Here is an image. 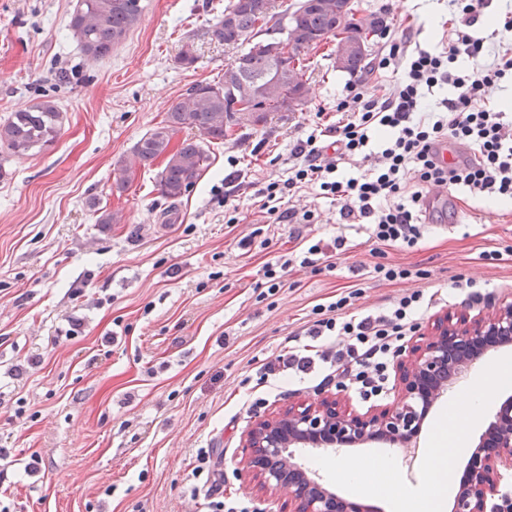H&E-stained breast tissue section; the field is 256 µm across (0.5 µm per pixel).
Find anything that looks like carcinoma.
Instances as JSON below:
<instances>
[{
	"instance_id": "carcinoma-1",
	"label": "carcinoma",
	"mask_w": 512,
	"mask_h": 512,
	"mask_svg": "<svg viewBox=\"0 0 512 512\" xmlns=\"http://www.w3.org/2000/svg\"><path fill=\"white\" fill-rule=\"evenodd\" d=\"M336 0H308L303 9L272 11L271 0H229L224 14L211 29L217 42L240 51L224 68L219 80L192 84L166 112L157 126L146 132L132 147L133 162L149 166L165 158L158 173L161 195L175 201L201 178L207 156L196 141L184 140L171 146L181 130H195L209 141L224 140L236 125H258L269 112L291 111L288 100L305 85L303 56L316 49L318 38L336 35ZM141 0H76L69 28L85 57L99 61L112 55V48L125 40L142 20ZM294 37L296 63L288 65L272 55V48ZM369 52L348 54L340 70L355 74L367 66ZM248 99L258 109L256 118L235 116L234 98ZM59 102L47 94L10 113L0 122V149L16 156L51 147L64 125ZM89 209L96 223L114 224L117 214L93 198Z\"/></svg>"
}]
</instances>
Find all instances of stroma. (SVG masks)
I'll list each match as a JSON object with an SVG mask.
<instances>
[{
  "instance_id": "1",
  "label": "stroma",
  "mask_w": 512,
  "mask_h": 512,
  "mask_svg": "<svg viewBox=\"0 0 512 512\" xmlns=\"http://www.w3.org/2000/svg\"><path fill=\"white\" fill-rule=\"evenodd\" d=\"M229 0H146L140 25L110 57L86 59L69 28L76 0H0V119L57 83L65 122L55 144L25 156L0 155V512H211L215 478L225 501L261 512L240 464L256 416L336 396L362 413L393 401L394 379L379 398L305 375L261 382L263 364L304 331L317 305L356 286L353 314H378L419 289L427 307L418 333L448 313H484L489 299H512V205L493 208L464 190L426 219L413 247H386L367 224H345L340 204L301 192L313 224H272L258 191L284 179L295 146L316 125L336 120L350 84L393 86L376 64L389 35L411 28L421 47H441L449 0H357L384 19L368 70L333 63L335 38L307 57V101L271 112L264 124L234 126L204 143L208 167L178 201L156 186L161 163L136 169L126 190L115 175L135 142L161 122L194 83L216 79L236 55L211 38ZM197 57L179 65L183 47ZM122 215L96 224L87 203ZM238 224L227 225L226 205ZM320 244L329 262L289 272L268 294L262 267ZM496 260H488V253ZM413 264L426 279L388 282L376 264ZM212 453L198 466L199 449ZM380 443L313 454L296 462L342 492L337 472L362 468Z\"/></svg>"
}]
</instances>
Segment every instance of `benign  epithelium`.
Segmentation results:
<instances>
[{"label":"benign epithelium","mask_w":512,"mask_h":512,"mask_svg":"<svg viewBox=\"0 0 512 512\" xmlns=\"http://www.w3.org/2000/svg\"><path fill=\"white\" fill-rule=\"evenodd\" d=\"M378 28L362 17L344 44L364 46ZM512 344V303H499L486 315L446 314L432 331L397 363V395L391 405L354 414L334 396L290 406L273 416L258 417L244 440V469L257 482L258 498L288 497V512H369L356 500L340 499L312 473L300 471L291 448L335 450L383 441L410 447L430 409L451 384L481 358L489 346ZM512 471V396L501 404L471 452L452 512H487L498 494L497 480Z\"/></svg>","instance_id":"1"}]
</instances>
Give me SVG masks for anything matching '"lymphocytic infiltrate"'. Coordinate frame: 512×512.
I'll list each match as a JSON object with an SVG mask.
<instances>
[{
  "label": "lymphocytic infiltrate",
  "instance_id": "obj_1",
  "mask_svg": "<svg viewBox=\"0 0 512 512\" xmlns=\"http://www.w3.org/2000/svg\"><path fill=\"white\" fill-rule=\"evenodd\" d=\"M455 2L458 21L448 31L446 46L433 53L411 49L407 34L392 38L378 67L399 64L402 75L396 88L370 94L364 85L350 87L336 103L337 123L299 141L288 178L261 189L263 214L277 224L313 223L314 211L293 207L291 200L314 186L321 195L340 201L346 223L371 225L373 238L382 244L411 247L423 235L421 213L430 190L460 187L476 198L512 201V123L485 98L488 87L512 77V18L497 30L500 52L488 63L483 39L470 32L482 18L486 0ZM443 85L452 86L453 94L442 99L436 115L420 117L422 88ZM375 140L380 149L371 157L367 147ZM445 140L464 150L450 167L440 165L433 153ZM367 158L374 161L370 175L342 174V161ZM421 297L415 291L383 314L357 318L343 317L351 298L339 297L307 334L342 337L343 347L317 356L304 349L284 351L265 365L264 374L307 373L320 361L361 395H380L386 360L412 325Z\"/></svg>",
  "mask_w": 512,
  "mask_h": 512
}]
</instances>
